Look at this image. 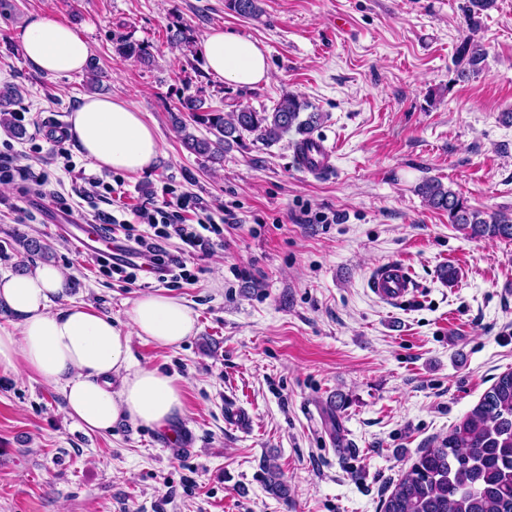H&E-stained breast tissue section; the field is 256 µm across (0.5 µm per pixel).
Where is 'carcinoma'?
Listing matches in <instances>:
<instances>
[{
    "mask_svg": "<svg viewBox=\"0 0 512 512\" xmlns=\"http://www.w3.org/2000/svg\"><path fill=\"white\" fill-rule=\"evenodd\" d=\"M260 0H224L227 10L242 18L259 15ZM494 0H466L461 7L468 25H480L478 15L491 8ZM116 57L148 64L153 60L150 46L129 37L112 39ZM485 61L480 45L466 38L457 46V77L466 79L478 73ZM21 98L14 85L0 88V128L16 139L26 130L15 118L12 106ZM309 103L297 94L284 95L270 111L258 112L238 105L224 115L211 109L197 96H187L173 116L184 132L182 143L190 153L211 163L224 159V149L243 141L244 135L264 146H271L290 132L298 144L313 135L321 113L309 111ZM205 127L213 138H198L187 132L188 124ZM419 192L434 209L448 214L453 224L471 239L512 240V214L485 211L468 204L460 194L429 178ZM266 485L279 497L288 489L279 468L265 467ZM383 512H512V371L499 375L478 404L448 432V436L420 449L410 467L395 483L382 503Z\"/></svg>",
    "mask_w": 512,
    "mask_h": 512,
    "instance_id": "obj_1",
    "label": "carcinoma"
}]
</instances>
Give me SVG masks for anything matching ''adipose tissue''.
Here are the masks:
<instances>
[{
	"mask_svg": "<svg viewBox=\"0 0 512 512\" xmlns=\"http://www.w3.org/2000/svg\"><path fill=\"white\" fill-rule=\"evenodd\" d=\"M21 40L27 60L48 76L86 66L87 44L57 21L30 19ZM201 51L215 78L240 86L269 79L265 53L249 38L212 29L204 34ZM69 122L71 135L97 167L135 173L158 154L153 128L119 99L85 98ZM65 281L53 265L0 276V305L18 318L16 331H0V368L21 369L57 386L70 416L88 431L105 432L122 420L170 427L183 413L181 381L136 362L131 342L138 336L161 348L180 345L196 331L193 310L176 298L150 293L135 298L120 321L65 302Z\"/></svg>",
	"mask_w": 512,
	"mask_h": 512,
	"instance_id": "adipose-tissue-1",
	"label": "adipose tissue"
}]
</instances>
